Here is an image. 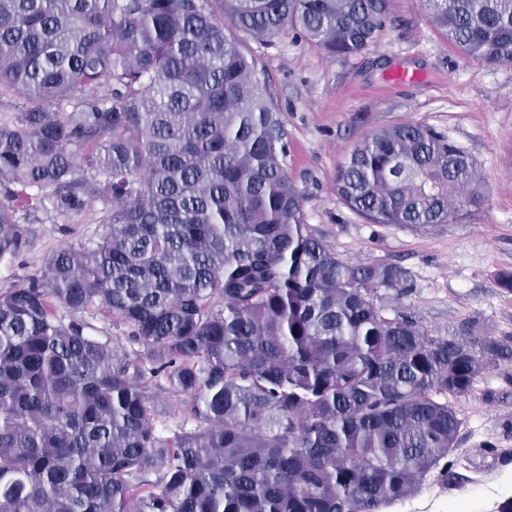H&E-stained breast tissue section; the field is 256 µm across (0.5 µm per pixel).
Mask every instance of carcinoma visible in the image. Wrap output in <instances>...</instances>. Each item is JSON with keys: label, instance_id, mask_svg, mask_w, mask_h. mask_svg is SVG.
I'll list each match as a JSON object with an SVG mask.
<instances>
[{"label": "carcinoma", "instance_id": "carcinoma-1", "mask_svg": "<svg viewBox=\"0 0 512 512\" xmlns=\"http://www.w3.org/2000/svg\"><path fill=\"white\" fill-rule=\"evenodd\" d=\"M448 41L512 66V0H423ZM394 0H0V258L18 204L102 206L89 253L63 249L0 292V512H383L457 447L440 395L512 360L491 336H431L305 224L281 122L243 40L299 31L330 57L373 47ZM476 163L435 128L356 144L336 194L375 224H458ZM100 307L143 352L64 322ZM191 428L157 429L146 376ZM156 480H147V475Z\"/></svg>", "mask_w": 512, "mask_h": 512}]
</instances>
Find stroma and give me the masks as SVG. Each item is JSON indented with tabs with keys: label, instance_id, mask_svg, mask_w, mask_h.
<instances>
[{
	"label": "stroma",
	"instance_id": "1",
	"mask_svg": "<svg viewBox=\"0 0 512 512\" xmlns=\"http://www.w3.org/2000/svg\"><path fill=\"white\" fill-rule=\"evenodd\" d=\"M285 131L284 165L312 232L354 264H397L409 274L387 305L429 333L470 331L512 345V66L466 58L428 22L422 0H396L366 53L329 57L288 31L247 41ZM404 71L411 79L394 81ZM419 123L442 131L486 178L483 201L461 224H372L337 196V167L369 132ZM28 245L0 258V291L22 283L54 252L95 248L106 227L93 213L69 221L47 207L18 212ZM458 447L424 488L387 512H501L512 502V363L485 369L470 394L452 398Z\"/></svg>",
	"mask_w": 512,
	"mask_h": 512
}]
</instances>
